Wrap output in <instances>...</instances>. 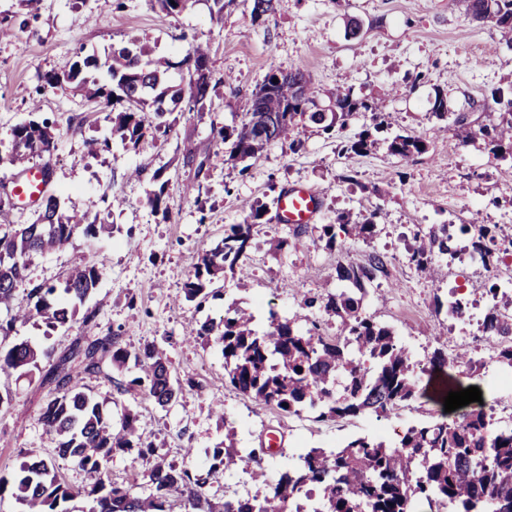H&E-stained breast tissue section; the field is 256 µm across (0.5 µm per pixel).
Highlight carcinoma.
I'll list each match as a JSON object with an SVG mask.
<instances>
[{
	"instance_id": "obj_1",
	"label": "carcinoma",
	"mask_w": 512,
	"mask_h": 512,
	"mask_svg": "<svg viewBox=\"0 0 512 512\" xmlns=\"http://www.w3.org/2000/svg\"><path fill=\"white\" fill-rule=\"evenodd\" d=\"M150 2L165 15L176 17L188 9L191 0ZM461 2L473 22L493 23L512 46V0ZM274 12L275 0H251L252 22L262 23ZM144 56V49L136 45L112 50L105 62L115 84L112 89L83 76V69L91 64L87 58L52 76L51 81L75 89L88 100L116 98L123 110L113 114L112 131L122 143L136 147L149 130L167 135L172 128L167 115L184 101L194 108L205 100L210 86V78L196 80L191 74L176 88L168 77L173 63ZM491 97L499 106V120L476 130L468 121L469 113L484 110L483 102L471 100L467 109L451 113L438 94L431 110L439 120L452 119L463 143L479 138L489 156L500 160L512 157V97L499 89ZM359 112L371 113L376 130L387 123V113L379 103L348 93L336 94L331 109L324 112L303 70L291 69L284 77L282 70L273 68L247 98L245 120L219 136L230 144L231 158H257L275 142L287 140L291 149L300 148L303 141L295 136L300 128L311 124L318 133L330 135ZM376 144L366 129L346 150L362 153ZM386 144L390 154L403 159L426 150L422 139L409 134H397ZM54 149L49 123L29 120L13 130L6 159L11 165H23L34 157L51 155ZM264 214L263 209H251L243 223L232 225L220 244L202 253L193 278L184 284L187 300L208 296V282L246 274L244 262L253 228ZM381 214L378 206L363 223L352 224L347 214L340 213L337 224L322 225L320 238L328 246H336L335 228L340 224L348 227L351 236L366 239ZM80 232L92 234L95 225L85 223V216L77 212L63 214L60 198L54 194L41 198L33 223L17 229L0 224V311L6 310L0 332L6 334L34 316L53 330L72 327L77 304L84 303L99 283L102 261L70 271L60 295L57 288L41 285L29 290L26 304L16 306L14 302L30 257L62 249ZM461 236L470 237L486 260L494 258L496 250L491 245L497 240L496 227L482 224L472 229L460 224L450 230L446 224H433L415 236L408 260L435 279L441 272L434 258L452 255ZM386 268V257L373 252L361 265L337 267L339 280L351 287L325 298H303L302 307L336 317L339 325L334 336L322 332L318 321L301 330L275 313L260 332L251 327L252 314L232 307L225 310L223 318L191 329L189 338L219 343L225 382L255 402L288 415L309 410L317 413L319 420L358 414L386 417L418 392L416 365L407 349L390 328L362 310L364 285L384 274ZM487 296L483 332L498 341V358L512 367V313H507L512 296L500 295L493 288ZM49 357L50 351H39L21 341L0 351V376L30 371ZM76 357L81 358L86 372L98 369L105 358L117 367L133 362L141 375L130 381L129 389L162 408L177 400L182 387L172 378L163 350L155 343H147L133 354L119 347L118 337L108 335L57 358L47 379L56 382L58 396L43 407L41 419L57 437L58 456L94 478L85 490L94 502L90 512H169L166 505L172 501L180 503V512H411L413 502L420 498L450 512H512V429L496 427L490 411L480 404L452 421L442 418L411 426L395 443L364 436L337 451L310 448L296 464L278 471L263 497L229 496L217 501L208 494L211 479L240 464L263 461L261 448L242 454L231 429L225 435L229 443L209 451L202 468L155 462L147 473L149 493L139 494L131 486L112 482L106 465L119 452L134 451L146 458L155 455V448L140 433L136 416L127 413L114 423L103 414L99 402L78 389L68 370ZM428 364L433 370L448 367L468 377L483 366L466 350L450 357L440 349L433 352ZM6 493L21 505V512H67L60 505L74 496L69 486L51 474L48 463L38 458L23 462L11 479L0 475V498Z\"/></svg>"
}]
</instances>
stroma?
Instances as JSON below:
<instances>
[{
  "instance_id": "obj_1",
  "label": "stroma",
  "mask_w": 512,
  "mask_h": 512,
  "mask_svg": "<svg viewBox=\"0 0 512 512\" xmlns=\"http://www.w3.org/2000/svg\"><path fill=\"white\" fill-rule=\"evenodd\" d=\"M352 18L361 25L357 39L346 34ZM0 22L12 31L0 37V142L9 143L20 123L48 121L56 137L49 191L61 197L65 210L85 212L96 226L95 234L76 237L64 250L32 256L16 299L26 302L37 285L63 288L73 268L99 257L105 262L98 287L78 306L80 319L71 328L51 330L33 320L1 337L0 348L28 340L58 356L106 334L118 336L132 352L149 342L162 346L183 387L164 408L128 389L138 374L134 366L120 370L107 359L99 372L86 374L76 358L69 367L78 373L81 390L91 393L111 420L128 411L137 414L158 456L177 465L184 464L188 448L193 464H203L228 426L241 448L266 447L268 434H277L288 456L301 448L334 450L361 436L391 441L410 426L444 417L439 391L458 383L455 371L422 375L418 396L389 418L317 422L283 414L225 386L221 346L185 338L187 328L219 319L232 306L251 312L259 331L273 312L309 327L303 297L340 291L337 266L364 262L377 251L388 257L387 273L368 284L365 314L391 328L418 363H427L438 336L446 339L445 352L469 347L485 357V367L470 383L493 407L495 423L512 426L502 411L512 398L503 386L512 368L496 363L491 344L477 340L486 312L481 296L512 264L504 260L466 274V292L475 304L462 332L447 314L456 267H447L433 282L407 259L418 225L476 220L497 225L499 241L512 238V159L489 158L478 141L462 144L455 128H441L431 114L441 94L454 110L471 99L485 101L481 123L497 118L490 95L512 86V47L502 43L494 24L472 23L456 0H276L263 23L251 21L247 0H233L221 13L212 0H194L176 17L149 0H30L25 6L0 0ZM196 43L210 47L211 86L203 109L182 112L167 137L146 136L135 149L112 136L106 99L88 100L46 81L47 75L93 58L97 64L86 74L105 84L103 62L113 49L136 44L149 56L177 62ZM273 68L306 71L322 106L339 92L372 99L389 92V124L373 130L378 147L360 154L345 150L362 130L373 129L370 113L362 112L331 137L304 130L299 150L279 142L258 160H230L217 132L240 124L246 99ZM398 133L426 140V152L407 160L389 154L385 142ZM104 137L109 150L89 154L87 141ZM300 186L317 191L319 213L299 234L273 216L283 189ZM157 190L163 198L158 212L148 201ZM249 203L266 213L253 229L248 276L215 280L205 302L187 301L183 285L201 253L243 221ZM378 206L383 216L372 236L338 234L337 249L320 241V226L335 223L338 213L360 222ZM279 239L287 245L277 252L271 244ZM89 311L94 319L83 322ZM51 365L44 359L38 369L0 382V392L12 397L11 406L0 411V474L10 475L28 458L44 459L74 492L68 512H90L85 491L91 476L57 455L56 441L41 421L42 407L57 394L45 378ZM217 403L224 408L220 421L212 413ZM151 466L129 453L116 454L107 464L113 482L140 493L148 490ZM277 469L268 461L245 465L218 476L209 493L263 495Z\"/></svg>"
}]
</instances>
